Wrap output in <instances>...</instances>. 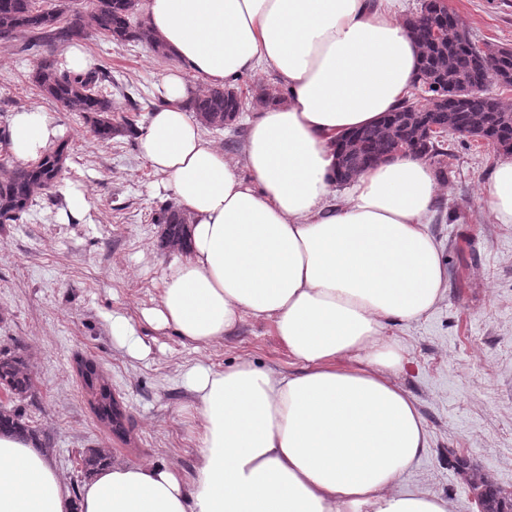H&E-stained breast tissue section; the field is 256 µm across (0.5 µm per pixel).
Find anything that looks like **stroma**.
<instances>
[{"label": "stroma", "mask_w": 512, "mask_h": 512, "mask_svg": "<svg viewBox=\"0 0 512 512\" xmlns=\"http://www.w3.org/2000/svg\"><path fill=\"white\" fill-rule=\"evenodd\" d=\"M472 40L512 47V0H444ZM93 65L110 71L119 126L98 142L86 118L43 96L31 81L34 52L0 46V178L17 165L7 144L14 113L38 108L63 129L69 157L59 182L40 191L29 214L0 226V348L22 353L34 389L22 407L51 440L50 451L72 493L87 482L81 458L92 449L126 463H156L192 474L200 450L189 371L221 368L248 357L263 367L290 370L287 350L268 321L243 320L231 336L194 348L141 317L159 299L173 258L155 224L166 195L161 177L140 155L125 120L146 127L158 105L156 85L174 59L148 46L84 40ZM282 93L270 70L242 75L243 109L221 130H206L231 162L242 160L247 119L257 87ZM448 175L428 215L441 248L446 292L424 318L391 324L388 334L408 351L399 375L424 419L429 447L402 486L447 498L454 512H476L466 472L456 457L502 491L512 493V224L498 223L482 197L501 156L481 140L449 136ZM82 186L90 210L83 222L60 223L69 184ZM129 318L143 348L112 333V317ZM102 370L127 421L126 439L101 425L76 371V359Z\"/></svg>", "instance_id": "obj_1"}]
</instances>
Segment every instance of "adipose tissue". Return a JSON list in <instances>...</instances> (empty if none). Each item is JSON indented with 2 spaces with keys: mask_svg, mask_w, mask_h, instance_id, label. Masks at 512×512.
I'll use <instances>...</instances> for the list:
<instances>
[{
  "mask_svg": "<svg viewBox=\"0 0 512 512\" xmlns=\"http://www.w3.org/2000/svg\"><path fill=\"white\" fill-rule=\"evenodd\" d=\"M178 63L139 149L188 218L146 323L205 347L244 318L272 321L293 368L247 358L191 370L200 462L191 477L151 463L100 468L72 495L50 453L0 433V512H453L402 490L428 448L398 376L407 352L390 323L427 315L446 270L426 228L428 164L399 154L336 192V142L394 111L421 50L398 0H140ZM266 66L286 94L249 121L242 164L207 140L183 71L208 86ZM61 129L40 109L10 120L14 157ZM484 201L512 224V158Z\"/></svg>",
  "mask_w": 512,
  "mask_h": 512,
  "instance_id": "1",
  "label": "adipose tissue"
}]
</instances>
